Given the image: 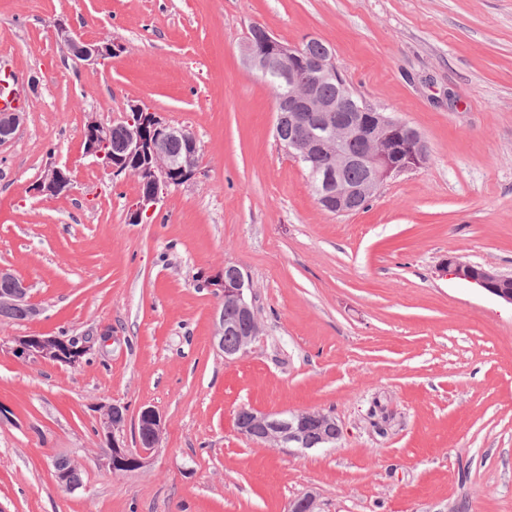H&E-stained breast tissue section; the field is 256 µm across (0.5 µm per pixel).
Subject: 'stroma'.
Wrapping results in <instances>:
<instances>
[{
    "label": "stroma",
    "instance_id": "1",
    "mask_svg": "<svg viewBox=\"0 0 512 512\" xmlns=\"http://www.w3.org/2000/svg\"><path fill=\"white\" fill-rule=\"evenodd\" d=\"M68 16L125 51L74 62ZM261 25L333 49L346 84L416 128L428 156L364 209L317 203L275 135L276 98L244 63ZM39 94L0 146V266L36 319L0 320V512H512V306L451 279L448 256L512 272V0H0V74ZM144 104L189 131L198 171L156 213L86 156L89 115ZM64 197L32 195L49 162ZM249 280L262 331L225 360L211 277ZM78 339L72 368L23 361L15 335ZM161 415L146 465L102 462L97 408ZM319 410L336 447L271 448L238 433L240 408ZM73 459L82 485L56 482ZM52 466L54 469V476L57 481V483L64 487L67 490L74 491L78 487H76L73 483H75L77 486L81 485V477L80 473L77 469L73 470L72 474V482L70 480L71 478V470L75 467L74 461L71 459L62 460L60 458H56L52 462Z\"/></svg>",
    "mask_w": 512,
    "mask_h": 512
}]
</instances>
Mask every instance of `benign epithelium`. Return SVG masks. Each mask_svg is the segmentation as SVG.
<instances>
[{"label": "benign epithelium", "instance_id": "benign-epithelium-1", "mask_svg": "<svg viewBox=\"0 0 512 512\" xmlns=\"http://www.w3.org/2000/svg\"><path fill=\"white\" fill-rule=\"evenodd\" d=\"M54 38L65 45L73 59L88 65H100L120 56L124 45L110 40H87L69 22L60 17L53 22ZM269 46V53L259 55L254 44ZM243 59L246 66L264 77L271 70L290 76L288 95L277 100L281 111L289 112L292 125L306 131L305 137H293L280 143L301 162L309 164L323 159L322 167H314L315 193L319 205L336 214H346L362 199L370 197L389 177L420 164L424 157L420 133L408 123L367 104L359 98L339 76L332 51L323 55L311 54L303 46L292 47L280 42L270 31L255 27L244 45ZM308 75L303 83L291 79L297 70ZM323 81H334L340 96L329 102L317 94ZM26 107L0 109V145L10 142L23 122ZM130 115L124 125L127 137L124 154L116 155L107 150L111 126L90 116L83 132V151L97 160L113 175L134 176L140 192L129 209V219L140 222L151 217L171 187L180 185L196 175L197 143L183 130L165 123L158 113L141 103L129 104ZM181 136L187 146L180 162L169 153L168 142ZM359 140L362 151L355 155L347 144ZM352 166L365 170L364 179L351 184L343 178L344 171ZM73 185L69 166L51 162L43 174L30 187L34 196L47 199L59 198L70 193ZM447 269L455 278L473 283L490 295L512 304V274L495 272L481 264L447 259ZM0 281L13 283V288L0 291V307H25L30 318L40 314V308L29 297V287L7 268L0 267ZM223 289L224 306L233 310L232 316H220L214 342L224 353V359L233 360L246 353L258 337L260 321L247 291L249 281L234 265L224 266V271L213 278ZM237 334L236 343L224 345V331ZM12 354L21 360L52 361L77 367L90 353V347L55 335L30 333L11 338ZM127 409L118 404L107 406L98 419L97 435L102 447L105 464L114 473L133 472L141 469L149 454L157 447L162 432V419L158 411L147 406L140 410L137 419V444L130 448L125 441ZM238 431L253 441L275 448H300L308 443V436L317 435L313 446L328 448L336 445L340 431L336 420L321 411H282L268 413L252 408H241L236 414ZM57 483L74 491L71 459L56 458L52 462Z\"/></svg>", "mask_w": 512, "mask_h": 512}]
</instances>
